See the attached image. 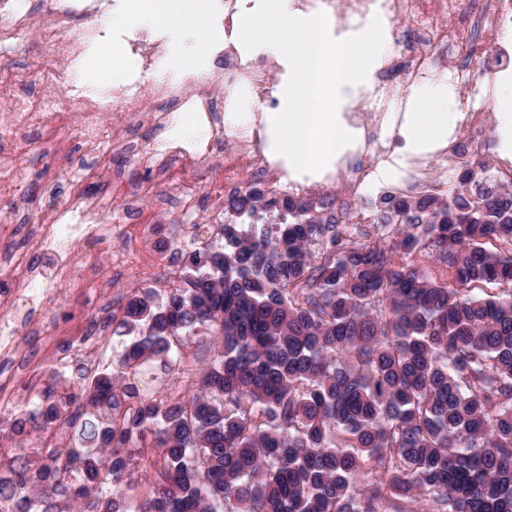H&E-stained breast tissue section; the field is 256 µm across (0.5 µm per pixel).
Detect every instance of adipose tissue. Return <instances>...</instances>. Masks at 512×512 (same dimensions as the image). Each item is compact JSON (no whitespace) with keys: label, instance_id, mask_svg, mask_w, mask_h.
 Instances as JSON below:
<instances>
[{"label":"adipose tissue","instance_id":"ef3b65f1","mask_svg":"<svg viewBox=\"0 0 512 512\" xmlns=\"http://www.w3.org/2000/svg\"><path fill=\"white\" fill-rule=\"evenodd\" d=\"M134 14L151 18L170 27L184 24L197 30L207 27L206 15L193 11L189 0H133ZM410 112L404 116L400 132L405 149L411 154H425L446 145L448 134L463 118L462 113L448 109V84L439 81L427 88L409 91Z\"/></svg>","mask_w":512,"mask_h":512}]
</instances>
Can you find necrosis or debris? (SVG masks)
<instances>
[{
	"label": "necrosis or debris",
	"instance_id": "1",
	"mask_svg": "<svg viewBox=\"0 0 512 512\" xmlns=\"http://www.w3.org/2000/svg\"><path fill=\"white\" fill-rule=\"evenodd\" d=\"M298 6L306 13L325 12L346 28L380 17L391 44L371 88L346 109L347 119L362 134L354 151L338 161L335 173L293 182L285 168L268 157L261 134L240 129L228 143L220 142L224 115L233 111L238 91L246 88L256 99L265 98L269 80L279 68L274 57L245 55L234 40L226 38V31L235 24L238 0H224L219 24L210 27L207 64L179 73L163 67L169 52L163 36L139 28L113 35L95 25H76L75 15L97 12L100 0H43L37 10L26 8L20 0H0V49H11L33 34L40 46L34 87H27L16 75L0 73V144H14L21 132L32 129L42 138L61 142L75 130L85 148L94 152L108 133L112 113H128L165 138L157 152L123 138L124 152L134 156L146 172L159 174L180 208L195 223L206 224L221 214L226 194L242 189L248 181L268 188L285 186L319 199L328 185L336 184L346 200L360 197L378 181L381 170L395 162L390 129L406 109L407 89L442 77L455 93L464 120L448 137L436 181H429L421 164L412 163L403 168L398 190L412 194L429 183L444 190L467 161L480 164V178L512 183V156L486 159L480 139L493 102L486 78L512 69V44L505 39L512 32V0H298ZM116 45L137 59L125 82L101 89L83 83L81 76L92 68L94 52ZM70 102L74 110L63 111V104ZM366 109L371 112L367 120L362 117ZM188 115L215 131V138L187 142L179 137L176 130ZM205 163L215 179L203 208L195 183ZM152 193L150 182L130 186L104 168L77 173L68 198L46 213L38 226L37 245L58 256V263H35L18 248L0 254V413L17 411L20 397L33 396L41 387L37 370H28L22 377L14 370L25 349L18 336L25 318L16 309L18 300L41 301L52 295L72 280L86 243H103L115 235L127 245L114 252V263L130 277L155 281L142 225L114 223L110 208L111 202H120L124 214L133 218L140 212L142 199ZM95 297L100 304L96 319L83 322L76 332L66 335L52 323L42 325L43 333L66 337L53 352L60 373L71 372L79 355L96 352L106 339L112 306L108 285L97 288Z\"/></svg>",
	"mask_w": 512,
	"mask_h": 512
}]
</instances>
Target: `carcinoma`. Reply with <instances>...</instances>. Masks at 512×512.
<instances>
[{"label": "carcinoma", "instance_id": "carcinoma-1", "mask_svg": "<svg viewBox=\"0 0 512 512\" xmlns=\"http://www.w3.org/2000/svg\"><path fill=\"white\" fill-rule=\"evenodd\" d=\"M370 243H342L313 202L244 189L186 253L183 287L119 303L128 337L110 372L87 373L75 408L47 384L13 432L74 431L34 466L0 462V497L25 512H512V187L381 197ZM325 243L316 260L313 246ZM448 278L417 255L427 248ZM210 358L160 395L184 350ZM85 477L73 490L69 475ZM151 479L142 498L138 479Z\"/></svg>", "mask_w": 512, "mask_h": 512}]
</instances>
